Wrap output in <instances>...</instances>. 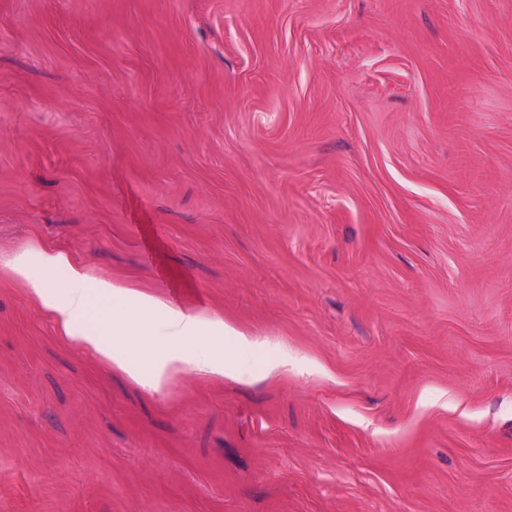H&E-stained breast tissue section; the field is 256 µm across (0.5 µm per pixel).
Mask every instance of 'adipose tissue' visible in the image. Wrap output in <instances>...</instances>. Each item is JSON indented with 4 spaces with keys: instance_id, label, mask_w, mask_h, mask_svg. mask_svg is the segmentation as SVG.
<instances>
[{
    "instance_id": "obj_1",
    "label": "adipose tissue",
    "mask_w": 512,
    "mask_h": 512,
    "mask_svg": "<svg viewBox=\"0 0 512 512\" xmlns=\"http://www.w3.org/2000/svg\"><path fill=\"white\" fill-rule=\"evenodd\" d=\"M64 262L60 255L44 257L43 271L35 275L21 257L11 272L27 284L66 336L93 348L112 365L125 370L136 355L145 354L148 362L159 365L151 377L156 386L167 372L186 369L239 382L253 376L256 342L223 320L203 318L121 283L92 282L77 269L70 270L64 282H55L52 272ZM142 311L161 318L165 342L140 336L134 317Z\"/></svg>"
}]
</instances>
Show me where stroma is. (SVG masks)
Instances as JSON below:
<instances>
[{
    "label": "stroma",
    "mask_w": 512,
    "mask_h": 512,
    "mask_svg": "<svg viewBox=\"0 0 512 512\" xmlns=\"http://www.w3.org/2000/svg\"><path fill=\"white\" fill-rule=\"evenodd\" d=\"M59 253L255 380L79 347ZM0 512H512V0H0Z\"/></svg>",
    "instance_id": "obj_1"
}]
</instances>
